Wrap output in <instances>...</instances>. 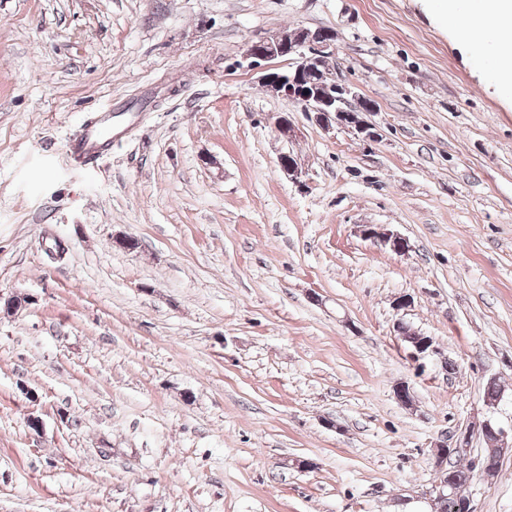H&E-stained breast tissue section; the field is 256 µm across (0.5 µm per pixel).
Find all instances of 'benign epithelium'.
<instances>
[{"label":"benign epithelium","mask_w":512,"mask_h":512,"mask_svg":"<svg viewBox=\"0 0 512 512\" xmlns=\"http://www.w3.org/2000/svg\"><path fill=\"white\" fill-rule=\"evenodd\" d=\"M336 50L335 35L329 29L311 31L302 29L301 36L291 37L286 33L262 38L249 45L246 53L248 67L261 70V80L266 89L275 96L297 100L305 105L307 111L314 113L315 121L325 130L336 126L360 135L366 140L377 138L376 132L361 117V113L375 110V104L354 91L346 83L333 80L329 83L315 81L307 87L303 84L301 73H316V60ZM286 57L289 67L286 70L272 69L266 63ZM281 171L294 181L301 176V170L293 156L285 153L278 158ZM365 236L379 240L396 254L406 253L409 245L406 239L380 232L372 227L363 229ZM435 353L433 339L420 336L413 343L410 357L417 362ZM473 430L467 427L452 435L451 442L436 449V467L439 479L431 490L426 492L431 502L436 503L448 497L454 499L456 512H473L470 497L463 487L457 486L447 476L448 457L462 453L470 446ZM502 449H490L491 458L481 459L476 464L480 476L489 481L496 475L493 460L499 459Z\"/></svg>","instance_id":"1"}]
</instances>
